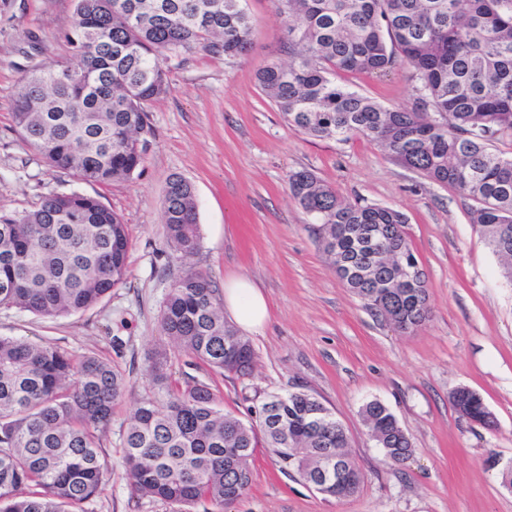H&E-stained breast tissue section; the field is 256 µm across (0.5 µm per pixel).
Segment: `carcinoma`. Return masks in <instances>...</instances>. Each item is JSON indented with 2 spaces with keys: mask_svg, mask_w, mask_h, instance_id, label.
<instances>
[{
  "mask_svg": "<svg viewBox=\"0 0 512 512\" xmlns=\"http://www.w3.org/2000/svg\"><path fill=\"white\" fill-rule=\"evenodd\" d=\"M247 0H75L65 38L70 61L25 77L13 121L50 170L89 183L131 178L153 136L146 106L169 92L165 62L198 51L235 58L252 47ZM288 60H270L257 86L288 125L318 139L360 136L395 162L473 201L471 223L512 280V0H273ZM409 73L410 109L388 108L338 73ZM65 71L71 76L60 79ZM295 201L313 215L337 277L376 316L413 332L431 315L425 272L399 210L350 201L308 170L287 175ZM167 243L180 258L199 246L195 192L175 176L162 201ZM130 239L111 208L79 192L50 191L32 210H0V309L46 318L85 311L124 283ZM166 336L215 374L247 376L250 341L224 320L207 274L174 281L160 311ZM152 391L131 416L118 461L102 449L125 375L96 354L0 336V512H86L120 470L131 495L177 512H216L252 484L264 444L286 473L323 482L322 494L356 495L364 476L333 412L304 391L273 394L255 418L224 411L212 385L172 377L163 347L144 369ZM456 410L482 422L473 391ZM360 417L385 458L403 464L414 448L390 409L365 403Z\"/></svg>",
  "mask_w": 512,
  "mask_h": 512,
  "instance_id": "carcinoma-1",
  "label": "carcinoma"
}]
</instances>
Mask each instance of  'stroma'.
Segmentation results:
<instances>
[{
  "label": "stroma",
  "instance_id": "35a3bbf8",
  "mask_svg": "<svg viewBox=\"0 0 512 512\" xmlns=\"http://www.w3.org/2000/svg\"><path fill=\"white\" fill-rule=\"evenodd\" d=\"M253 28L248 55L224 59L203 52L166 63L170 91L148 105L154 136L132 178L99 185L66 171H48L14 125L24 78L39 65L64 63L74 0H7L0 4V209H33L42 194L99 198L128 226L127 278L92 308L47 319L0 310V336L53 343L80 356L112 361L128 392L114 409L103 445L121 450V426L151 384L148 354L166 347L175 378L211 383L224 408L239 417L269 394L302 390L345 426L364 482L350 498H327L282 471L257 449L253 482L224 512H512V492L500 484L512 461V283L470 220L471 200L431 183L389 158L375 143L321 140L288 127L257 87L255 71L284 58V35L272 0H248ZM341 84L390 108L413 103L405 70L383 76L347 75ZM312 171L350 200L403 212L406 232L428 280L430 319L401 333L349 292L322 253L315 220L290 196L287 175ZM189 180L197 202L196 253L172 257L162 200L172 177ZM209 275L216 291L236 277L264 293L267 325L248 338L256 353L251 376L190 367L189 356L161 330L160 309L186 270ZM476 392L494 418L485 427L462 417L451 395ZM383 402L414 448L390 464L359 410ZM87 512H173L162 501H136L114 474Z\"/></svg>",
  "mask_w": 512,
  "mask_h": 512
}]
</instances>
